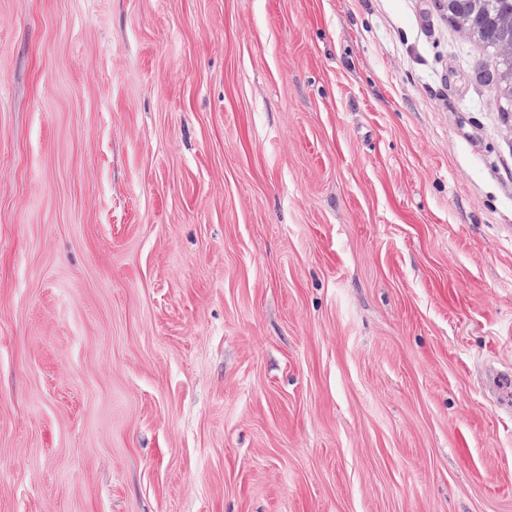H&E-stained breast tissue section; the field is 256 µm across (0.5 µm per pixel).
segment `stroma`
<instances>
[{"mask_svg": "<svg viewBox=\"0 0 512 512\" xmlns=\"http://www.w3.org/2000/svg\"><path fill=\"white\" fill-rule=\"evenodd\" d=\"M443 0H0V512H512V112Z\"/></svg>", "mask_w": 512, "mask_h": 512, "instance_id": "obj_1", "label": "stroma"}]
</instances>
